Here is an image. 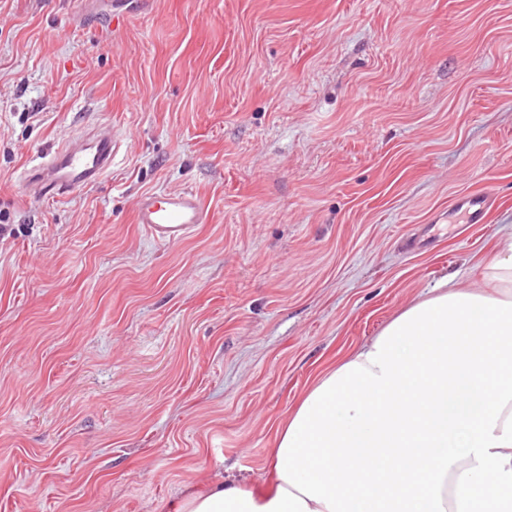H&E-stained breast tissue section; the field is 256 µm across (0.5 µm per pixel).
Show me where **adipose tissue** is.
Here are the masks:
<instances>
[{"instance_id":"adipose-tissue-1","label":"adipose tissue","mask_w":512,"mask_h":512,"mask_svg":"<svg viewBox=\"0 0 512 512\" xmlns=\"http://www.w3.org/2000/svg\"><path fill=\"white\" fill-rule=\"evenodd\" d=\"M323 371L274 434L273 488L205 476L166 512H512V227Z\"/></svg>"}]
</instances>
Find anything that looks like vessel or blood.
Wrapping results in <instances>:
<instances>
[{"label": "vessel or blood", "instance_id": "vessel-or-blood-1", "mask_svg": "<svg viewBox=\"0 0 512 512\" xmlns=\"http://www.w3.org/2000/svg\"><path fill=\"white\" fill-rule=\"evenodd\" d=\"M121 137L112 130L90 131L45 153L44 161L24 177L28 194L36 199L55 197L98 183L119 153ZM490 197L466 193L456 200V209L467 223L483 220ZM135 217L157 242L183 240L195 225L205 223L207 212L198 196L189 190L156 192L139 197Z\"/></svg>", "mask_w": 512, "mask_h": 512}]
</instances>
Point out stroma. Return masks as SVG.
Masks as SVG:
<instances>
[{
	"label": "stroma",
	"instance_id": "1",
	"mask_svg": "<svg viewBox=\"0 0 512 512\" xmlns=\"http://www.w3.org/2000/svg\"><path fill=\"white\" fill-rule=\"evenodd\" d=\"M107 124L102 181L26 195ZM183 189L207 223L155 242L137 198ZM1 224L0 512L265 488L320 373L512 224V0H0ZM489 201L487 193H466L457 198L456 209L465 216L467 223L478 224L483 220Z\"/></svg>",
	"mask_w": 512,
	"mask_h": 512
}]
</instances>
